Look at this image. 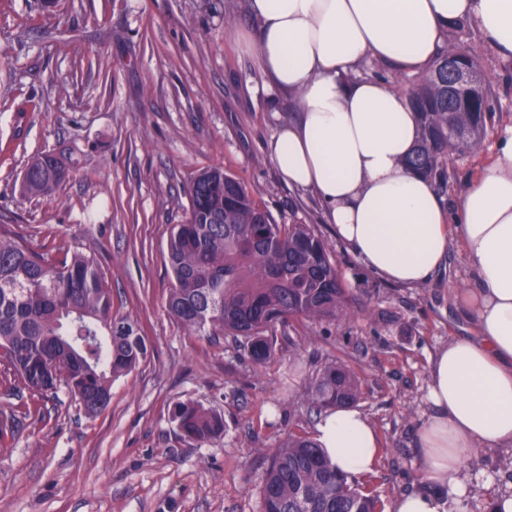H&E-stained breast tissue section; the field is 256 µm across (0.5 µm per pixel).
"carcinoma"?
<instances>
[{
	"label": "carcinoma",
	"mask_w": 512,
	"mask_h": 512,
	"mask_svg": "<svg viewBox=\"0 0 512 512\" xmlns=\"http://www.w3.org/2000/svg\"><path fill=\"white\" fill-rule=\"evenodd\" d=\"M420 116V138L406 165L428 177L438 195L448 187V158L474 150L486 113L448 111V94L425 79L410 98ZM64 162L33 158L23 190L51 192ZM186 221L173 227L169 263L175 284L169 313L198 336L231 335L261 366L275 354L276 326L291 319L336 320L355 298L344 285L327 244L308 224H279L246 185L219 168L199 174L189 189ZM142 328L112 310L94 259L75 254L60 265L31 250L0 225V363L30 391L63 384L102 411L112 380L147 362ZM354 374L325 364L309 385L318 409L359 399ZM178 431L198 444L224 433V419L195 403L176 407ZM379 499L341 475L308 436L289 434L271 457L261 512H378Z\"/></svg>",
	"instance_id": "1"
}]
</instances>
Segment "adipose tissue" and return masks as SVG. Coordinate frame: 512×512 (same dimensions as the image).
I'll use <instances>...</instances> for the list:
<instances>
[{
    "instance_id": "obj_1",
    "label": "adipose tissue",
    "mask_w": 512,
    "mask_h": 512,
    "mask_svg": "<svg viewBox=\"0 0 512 512\" xmlns=\"http://www.w3.org/2000/svg\"><path fill=\"white\" fill-rule=\"evenodd\" d=\"M263 88L297 116L266 145L281 181L312 192L324 219L365 267L405 287L426 283L460 239L474 276L475 336L429 359L430 412L415 435L419 489L384 512H512V479L475 501L473 453L512 452V123L491 164L446 209L430 180L407 169L420 127L406 92L355 77L366 61L427 74L450 31L476 28L512 60V0H246ZM316 441L348 478L374 473L379 439L353 406L326 410Z\"/></svg>"
}]
</instances>
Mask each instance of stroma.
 I'll return each instance as SVG.
<instances>
[{
	"mask_svg": "<svg viewBox=\"0 0 512 512\" xmlns=\"http://www.w3.org/2000/svg\"><path fill=\"white\" fill-rule=\"evenodd\" d=\"M252 26L245 0H0V224L53 263L77 249L94 256L114 311L138 321L151 351L95 415L66 387L40 395L0 374V512H260L273 449L289 433H315L322 413L308 382L331 361L356 376V406L382 439L366 486L385 504L419 484L428 358L475 333L463 244L407 288L336 239L315 198L281 182L265 153L294 114L272 106L256 47L235 37ZM449 38L473 47L493 93L481 143L448 163L451 205L512 121V62L472 26ZM47 152L67 175L51 194L27 195L24 167ZM213 167L242 180L277 223L310 225L356 298L346 318L291 321L262 366L167 308L170 234L191 183ZM187 402L220 412L223 435L201 446L183 438L173 412Z\"/></svg>",
	"mask_w": 512,
	"mask_h": 512,
	"instance_id": "obj_1",
	"label": "stroma"
}]
</instances>
